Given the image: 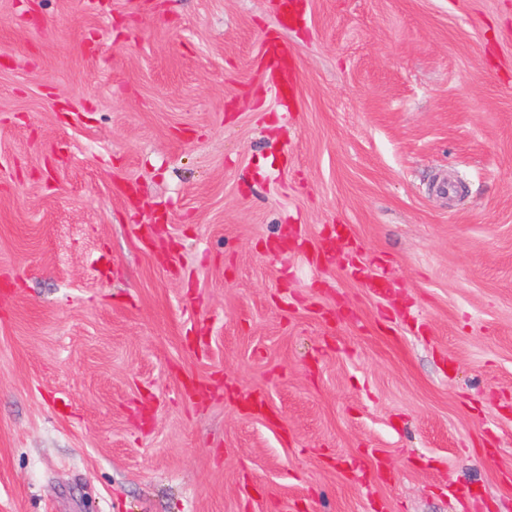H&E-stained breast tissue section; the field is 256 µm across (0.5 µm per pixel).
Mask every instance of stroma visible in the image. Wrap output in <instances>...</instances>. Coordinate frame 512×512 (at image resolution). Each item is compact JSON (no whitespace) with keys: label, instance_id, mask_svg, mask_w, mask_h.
<instances>
[{"label":"stroma","instance_id":"obj_1","mask_svg":"<svg viewBox=\"0 0 512 512\" xmlns=\"http://www.w3.org/2000/svg\"><path fill=\"white\" fill-rule=\"evenodd\" d=\"M301 2L0 0V512H512V0Z\"/></svg>","mask_w":512,"mask_h":512}]
</instances>
